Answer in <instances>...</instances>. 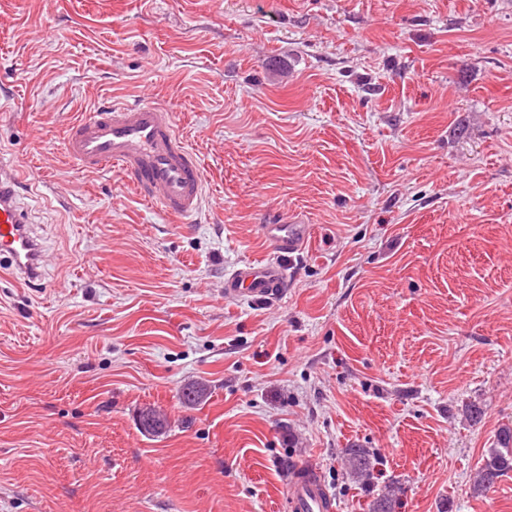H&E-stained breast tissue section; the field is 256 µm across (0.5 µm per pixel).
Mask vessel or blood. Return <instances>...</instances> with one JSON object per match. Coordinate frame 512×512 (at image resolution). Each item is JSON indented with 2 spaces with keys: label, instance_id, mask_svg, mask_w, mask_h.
Listing matches in <instances>:
<instances>
[{
  "label": "vessel or blood",
  "instance_id": "b4317fda",
  "mask_svg": "<svg viewBox=\"0 0 512 512\" xmlns=\"http://www.w3.org/2000/svg\"><path fill=\"white\" fill-rule=\"evenodd\" d=\"M68 157L89 171L117 170L140 197L168 216L187 220L203 205L200 164L176 130L174 115L154 102H114L77 119L65 138ZM28 178L15 164L0 161V254L10 261L16 280L41 276L42 245L22 214L18 189ZM263 237L281 255L311 242L309 224L289 217L261 227ZM288 284L277 262L248 261L224 278L227 295L248 300H273ZM286 512H336L335 498L311 468L291 481Z\"/></svg>",
  "mask_w": 512,
  "mask_h": 512
}]
</instances>
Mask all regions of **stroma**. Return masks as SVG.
<instances>
[{"instance_id":"stroma-1","label":"stroma","mask_w":512,"mask_h":512,"mask_svg":"<svg viewBox=\"0 0 512 512\" xmlns=\"http://www.w3.org/2000/svg\"><path fill=\"white\" fill-rule=\"evenodd\" d=\"M142 100L200 159L192 222L64 154ZM0 158L46 246L40 291L0 276V512H284L311 463L338 512L393 481L396 512H512V472L472 493L512 423V0H0ZM275 260L277 300L225 295ZM263 237L280 255L293 254L311 242L310 225L299 217L261 225ZM346 455L349 470L353 476L358 478L368 474L373 458L368 448H346Z\"/></svg>"}]
</instances>
